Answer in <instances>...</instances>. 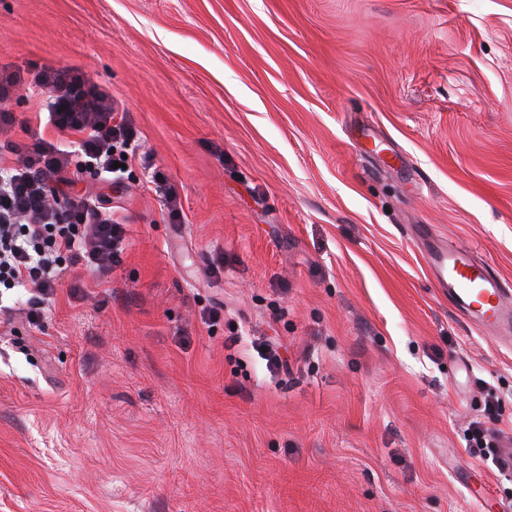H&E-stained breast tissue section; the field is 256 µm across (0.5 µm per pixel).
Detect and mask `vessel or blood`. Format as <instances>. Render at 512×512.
<instances>
[{"label":"vessel or blood","mask_w":512,"mask_h":512,"mask_svg":"<svg viewBox=\"0 0 512 512\" xmlns=\"http://www.w3.org/2000/svg\"><path fill=\"white\" fill-rule=\"evenodd\" d=\"M429 267L442 290L468 314L487 328L512 331V308L504 302L499 279L469 253L435 248L428 254Z\"/></svg>","instance_id":"vessel-or-blood-1"}]
</instances>
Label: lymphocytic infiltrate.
Returning <instances> with one entry per match:
<instances>
[{
    "mask_svg": "<svg viewBox=\"0 0 512 512\" xmlns=\"http://www.w3.org/2000/svg\"><path fill=\"white\" fill-rule=\"evenodd\" d=\"M49 91L47 126L68 133L70 149L43 138L7 142L13 166H0V285L34 289L27 319L40 326L43 305L77 268L105 276L122 261L126 229L99 196L77 190L84 174L114 182V163L137 159L139 131L111 93L80 68L0 67V128L13 124L5 105L22 80Z\"/></svg>",
    "mask_w": 512,
    "mask_h": 512,
    "instance_id": "lymphocytic-infiltrate-1",
    "label": "lymphocytic infiltrate"
}]
</instances>
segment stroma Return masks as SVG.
<instances>
[{"instance_id":"1","label":"stroma","mask_w":512,"mask_h":512,"mask_svg":"<svg viewBox=\"0 0 512 512\" xmlns=\"http://www.w3.org/2000/svg\"><path fill=\"white\" fill-rule=\"evenodd\" d=\"M1 63L81 68L152 168L83 183L112 274L38 329L0 286V512H512L469 446L512 438V345L428 265L512 297V0H0ZM152 178L157 185L156 187L164 190L165 205L168 210L169 219L173 223H181L180 211L182 212V208L177 193L171 186L167 185V179L159 171L155 172ZM429 267L440 288L468 314H476L486 328L512 332L511 307L504 302L500 280L468 252L435 248L428 253Z\"/></svg>"}]
</instances>
